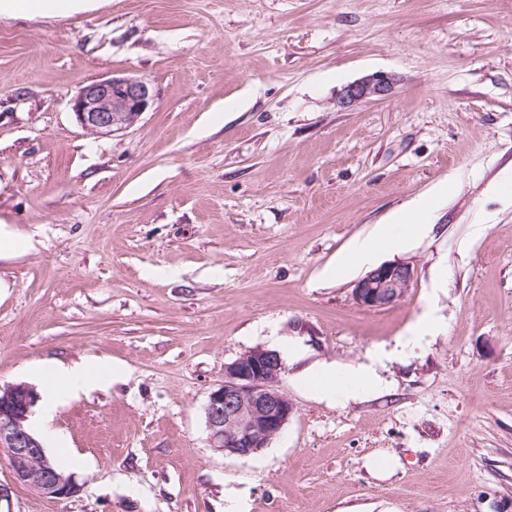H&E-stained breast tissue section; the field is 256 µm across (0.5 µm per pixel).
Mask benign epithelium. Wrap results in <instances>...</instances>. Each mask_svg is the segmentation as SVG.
Returning a JSON list of instances; mask_svg holds the SVG:
<instances>
[{
	"label": "benign epithelium",
	"instance_id": "obj_1",
	"mask_svg": "<svg viewBox=\"0 0 512 512\" xmlns=\"http://www.w3.org/2000/svg\"><path fill=\"white\" fill-rule=\"evenodd\" d=\"M395 75L375 72L343 87L337 106L349 108L368 100L391 97ZM155 101L151 83L143 78L94 80L83 86L71 107L83 129L109 135L134 124ZM414 277L407 263H385L367 272L354 285L355 302L379 309L400 301ZM285 373L280 355L263 347L242 353L224 365V383L212 390L204 408L209 445L238 459L251 458L281 434L295 413L293 403L279 390ZM40 400L26 384L0 388V457H6L14 479L51 499L70 498L82 490L77 476L50 457L28 427Z\"/></svg>",
	"mask_w": 512,
	"mask_h": 512
}]
</instances>
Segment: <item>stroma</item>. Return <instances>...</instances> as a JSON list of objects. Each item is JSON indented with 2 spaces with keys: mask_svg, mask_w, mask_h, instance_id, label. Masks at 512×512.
I'll use <instances>...</instances> for the list:
<instances>
[{
  "mask_svg": "<svg viewBox=\"0 0 512 512\" xmlns=\"http://www.w3.org/2000/svg\"><path fill=\"white\" fill-rule=\"evenodd\" d=\"M396 75L342 109L347 84ZM156 91L89 134L93 80ZM431 231L376 254L404 297L327 275L416 199ZM484 225L472 237L473 225ZM0 387L91 357L115 382L61 401L50 499L0 460V512H512V0H90L0 17ZM282 338L296 412L227 458L204 407L224 365ZM373 366L324 398L302 375ZM397 84L398 79L394 74H368L344 86L336 104L341 108H349L368 100H384L393 95ZM151 83L137 77L91 81L72 99L76 120L90 134L109 135L134 124L154 105ZM414 277L407 263H385L367 272L354 285L355 302L365 308L379 309L400 301Z\"/></svg>",
  "mask_w": 512,
  "mask_h": 512,
  "instance_id": "35a3bbf8",
  "label": "stroma"
}]
</instances>
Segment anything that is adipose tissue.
Segmentation results:
<instances>
[{"label": "adipose tissue", "mask_w": 512, "mask_h": 512, "mask_svg": "<svg viewBox=\"0 0 512 512\" xmlns=\"http://www.w3.org/2000/svg\"><path fill=\"white\" fill-rule=\"evenodd\" d=\"M121 372V365L99 359L72 367L46 369L41 382L43 408L40 415L35 417V424H42L62 399L112 381ZM357 380L366 382L374 388L381 384L378 375L370 368L341 367L332 363L322 365L307 378L308 383L312 384L320 394L345 397L352 395L351 384Z\"/></svg>", "instance_id": "adipose-tissue-1"}]
</instances>
